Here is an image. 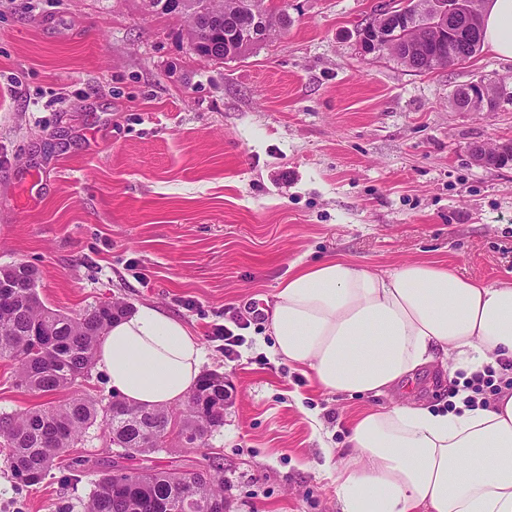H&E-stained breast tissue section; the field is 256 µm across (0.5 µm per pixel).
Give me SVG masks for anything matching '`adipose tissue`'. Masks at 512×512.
Masks as SVG:
<instances>
[{
  "label": "adipose tissue",
  "mask_w": 512,
  "mask_h": 512,
  "mask_svg": "<svg viewBox=\"0 0 512 512\" xmlns=\"http://www.w3.org/2000/svg\"><path fill=\"white\" fill-rule=\"evenodd\" d=\"M483 42L512 58V0H485ZM274 356L322 389L382 396L422 369L473 374L512 365V282L489 286L448 266L405 262L384 272L331 256L297 263L267 312ZM199 336L142 305L114 320L97 368L129 404L169 407L195 389ZM336 474L341 512H512V388L490 406L415 402L353 418Z\"/></svg>",
  "instance_id": "obj_1"
}]
</instances>
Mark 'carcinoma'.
<instances>
[{
  "instance_id": "obj_1",
  "label": "carcinoma",
  "mask_w": 512,
  "mask_h": 512,
  "mask_svg": "<svg viewBox=\"0 0 512 512\" xmlns=\"http://www.w3.org/2000/svg\"><path fill=\"white\" fill-rule=\"evenodd\" d=\"M246 0H166L164 15L177 14L188 21V36L199 57L238 58L252 44L224 42V18L234 17ZM267 15V30L288 25V16L252 0ZM8 281H27L28 288L0 294V358L13 362L16 385L43 395L68 391L71 396L47 407L0 414V446L14 478L35 486L67 449L83 441L98 424L109 442L126 450V457L157 452L145 446L147 436L168 430L198 439L197 450L208 447V436L224 426V382L213 373L202 375L191 398L175 407L144 408L127 405L124 415H112L104 404L78 393L82 379L95 365L100 337L112 320L128 312L121 301L90 305L77 313L46 306L37 292V272L25 263L0 267ZM210 478L189 481L177 469H145L117 476L99 475L83 512H164L173 502H185L189 512H224V480L220 467L202 453Z\"/></svg>"
}]
</instances>
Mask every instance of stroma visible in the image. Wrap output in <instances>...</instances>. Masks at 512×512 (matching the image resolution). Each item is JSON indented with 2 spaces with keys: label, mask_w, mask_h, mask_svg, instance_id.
<instances>
[{
  "label": "stroma",
  "mask_w": 512,
  "mask_h": 512,
  "mask_svg": "<svg viewBox=\"0 0 512 512\" xmlns=\"http://www.w3.org/2000/svg\"><path fill=\"white\" fill-rule=\"evenodd\" d=\"M273 2L287 29L216 62L141 0H0V266L35 267L50 308L151 304L201 337L203 372L233 392L208 439L230 512H340L304 413L343 448L351 417L393 399L328 393L271 357L268 303L294 262L333 254L512 280V166L469 154L512 137V58L483 47L415 72L359 52L377 0ZM477 79L508 97L457 111ZM236 315L250 325L231 361L209 332ZM459 382L420 374L408 396L444 407ZM47 401L0 359V414ZM111 461L99 426L36 486L0 452V512H82Z\"/></svg>",
  "instance_id": "1"
}]
</instances>
